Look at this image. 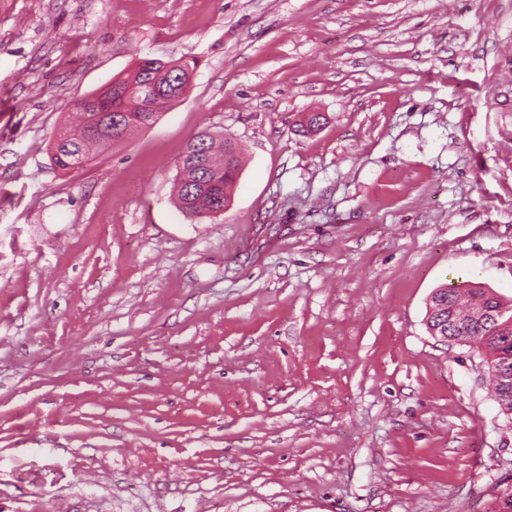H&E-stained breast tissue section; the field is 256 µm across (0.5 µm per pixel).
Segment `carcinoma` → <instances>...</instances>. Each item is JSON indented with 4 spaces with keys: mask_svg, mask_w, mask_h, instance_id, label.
I'll use <instances>...</instances> for the list:
<instances>
[{
    "mask_svg": "<svg viewBox=\"0 0 512 512\" xmlns=\"http://www.w3.org/2000/svg\"><path fill=\"white\" fill-rule=\"evenodd\" d=\"M190 66L178 60L162 62L143 59L137 67L118 82L124 85L140 83L151 77L159 83V93L150 100L137 96L126 97L108 86L92 93V96L111 101L112 111L107 113L100 135L91 140L85 128L77 133L60 131L49 146L51 160L60 169L66 170L77 162H87L97 146L121 139L112 130V112H132L152 125L159 112L178 100L177 91L187 83ZM325 117L319 112H310L296 123L298 132L308 134L324 125ZM184 166L179 170L175 183L177 205L186 215L202 216L207 206L218 197L228 204L229 192L239 176L240 152L236 144L220 139L204 130L191 139L184 148ZM205 158L211 166L209 176L199 174L194 163ZM466 326L465 336L473 342L472 352L483 354L488 375L498 371L506 363L509 377L503 381H490L492 400L498 412L512 423V301L505 302L495 293L477 285L461 288L455 284L445 285L431 294L426 313V326L448 329L453 336V324ZM485 512H512V487L495 491L487 502Z\"/></svg>",
    "mask_w": 512,
    "mask_h": 512,
    "instance_id": "1",
    "label": "carcinoma"
}]
</instances>
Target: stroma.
<instances>
[{
    "label": "stroma",
    "instance_id": "35a3bbf8",
    "mask_svg": "<svg viewBox=\"0 0 512 512\" xmlns=\"http://www.w3.org/2000/svg\"><path fill=\"white\" fill-rule=\"evenodd\" d=\"M143 58L190 94L55 168ZM204 129L242 167L192 219ZM453 281L512 298V0H0V512H484L512 425L426 329ZM203 156L211 168L209 176L198 175L195 161ZM184 167L179 168V179L175 183L177 205L186 215L202 216L205 209L220 197L224 207L229 201V192L239 176L241 168L240 152L236 144L228 139H220L204 130L191 139L184 148ZM190 163V166H187ZM211 218V216H203Z\"/></svg>",
    "mask_w": 512,
    "mask_h": 512
}]
</instances>
